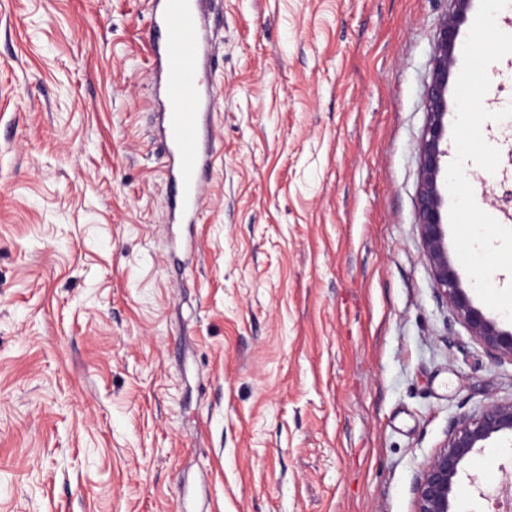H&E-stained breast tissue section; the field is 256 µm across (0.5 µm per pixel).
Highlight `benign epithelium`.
Segmentation results:
<instances>
[{
  "instance_id": "obj_1",
  "label": "benign epithelium",
  "mask_w": 512,
  "mask_h": 512,
  "mask_svg": "<svg viewBox=\"0 0 512 512\" xmlns=\"http://www.w3.org/2000/svg\"><path fill=\"white\" fill-rule=\"evenodd\" d=\"M451 11L442 19L432 60L427 95V123L420 144L422 179L416 215L425 256L432 269L437 291L450 303L454 317L464 323L487 350L512 358V332L499 329L461 288L458 274L448 258L442 222V173L448 156L445 118L448 112V72L455 63V45L460 21L470 0H450ZM512 435V400H491L478 410L451 420L448 440L424 465L415 481L414 512H452L462 464L495 435Z\"/></svg>"
}]
</instances>
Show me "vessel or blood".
Masks as SVG:
<instances>
[{
    "instance_id": "b4317fda",
    "label": "vessel or blood",
    "mask_w": 512,
    "mask_h": 512,
    "mask_svg": "<svg viewBox=\"0 0 512 512\" xmlns=\"http://www.w3.org/2000/svg\"><path fill=\"white\" fill-rule=\"evenodd\" d=\"M202 0H158L153 24L156 64L164 79L163 138L167 172L177 188L174 209L192 224L202 209L209 185L213 134L201 111L210 90L200 78L199 6Z\"/></svg>"
}]
</instances>
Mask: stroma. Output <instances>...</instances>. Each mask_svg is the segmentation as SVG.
Returning a JSON list of instances; mask_svg holds the SVG:
<instances>
[{"instance_id": "stroma-1", "label": "stroma", "mask_w": 512, "mask_h": 512, "mask_svg": "<svg viewBox=\"0 0 512 512\" xmlns=\"http://www.w3.org/2000/svg\"><path fill=\"white\" fill-rule=\"evenodd\" d=\"M450 0H215L216 152L174 255L153 0H0V512H414L512 399L436 290L419 144ZM465 166L512 227V122ZM512 438L463 464L495 512ZM500 434L512 437V399L491 400L478 410L451 420L446 444L416 477L414 512H453L450 507L463 462Z\"/></svg>"}]
</instances>
